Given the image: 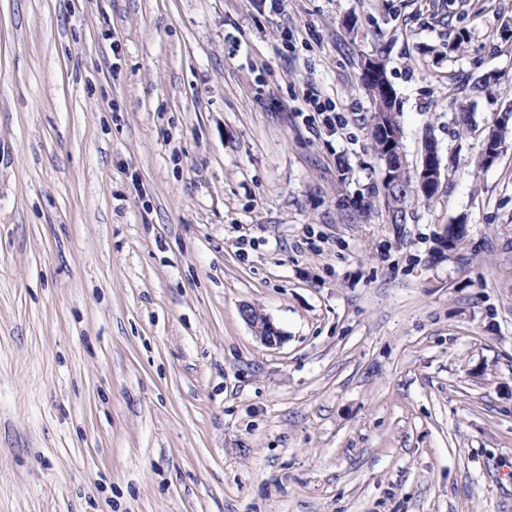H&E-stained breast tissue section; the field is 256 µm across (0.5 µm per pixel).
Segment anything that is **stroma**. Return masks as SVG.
I'll list each match as a JSON object with an SVG mask.
<instances>
[{
  "label": "stroma",
  "mask_w": 512,
  "mask_h": 512,
  "mask_svg": "<svg viewBox=\"0 0 512 512\" xmlns=\"http://www.w3.org/2000/svg\"><path fill=\"white\" fill-rule=\"evenodd\" d=\"M511 105L512 0H0V512H512ZM377 58L379 59V67L380 70L375 73L373 71L363 72L362 74V82L364 89L366 90L368 96L371 98L373 105H374V111L373 115L371 116V122L373 126L375 125L376 121L379 119L380 112H399L397 105V95L396 90L393 87L389 75H388V69L385 59L382 55H377ZM384 84H387L390 86L394 91V97L390 99L389 101H385L381 104L379 103V96H383L384 94L382 92V86ZM374 128H378V131L383 133L384 129H388L389 127L387 124L383 121H379ZM306 104L312 112L323 116L322 123L326 128H336V114H331L334 112L335 106H332L329 101H322L318 93L312 90L307 95ZM397 132L399 139L389 137H383L380 134L373 132V149L374 152L379 159L380 162H383L384 158L387 155H391V157H396L397 154H403V144H402V128L400 124V119L398 116V124H397ZM404 155V154H403ZM429 148L424 146L421 163L417 169V185L413 193L430 199L437 191L440 182L441 159L432 140H429ZM395 166L397 164H393L388 160L385 161L382 184L386 185L391 182L390 172ZM394 171L396 172L394 178L397 182L393 186L388 187L387 191L382 187L384 205L388 215L393 211H395V217L400 215V219H395V224H407L408 201L411 198L410 188L414 176L411 175L407 165H403L401 162ZM242 315L246 322L253 328L257 337L264 344L274 346L282 341V334L279 329L273 324L271 319L260 310L245 305L242 307Z\"/></svg>",
  "instance_id": "obj_1"
}]
</instances>
